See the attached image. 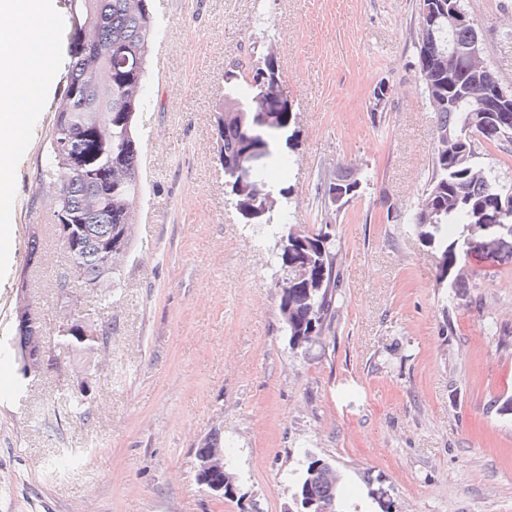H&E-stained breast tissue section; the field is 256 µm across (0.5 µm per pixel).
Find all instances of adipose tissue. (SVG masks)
Listing matches in <instances>:
<instances>
[{"label": "adipose tissue", "mask_w": 512, "mask_h": 512, "mask_svg": "<svg viewBox=\"0 0 512 512\" xmlns=\"http://www.w3.org/2000/svg\"><path fill=\"white\" fill-rule=\"evenodd\" d=\"M49 2L0 0V169L9 165L15 131L28 110L22 87L31 66L30 39L19 22L44 17Z\"/></svg>", "instance_id": "adipose-tissue-1"}]
</instances>
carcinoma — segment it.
Masks as SVG:
<instances>
[{
    "instance_id": "cac0c4a2",
    "label": "carcinoma",
    "mask_w": 512,
    "mask_h": 512,
    "mask_svg": "<svg viewBox=\"0 0 512 512\" xmlns=\"http://www.w3.org/2000/svg\"><path fill=\"white\" fill-rule=\"evenodd\" d=\"M437 7L439 33L425 40L415 33L419 57L440 56L447 65L462 70V60L450 50L468 41L467 29H448V0H425L419 7ZM70 30L67 36V84L53 106L54 118L46 135L45 157L37 171L39 189L47 196L51 219L68 211L73 223L85 227L76 246L64 247L68 268L82 282L100 280L103 299L112 297L120 285L125 261L102 267L94 239L120 234L124 226L137 223L135 201L142 191L139 171L140 143L137 114L145 93L146 64L155 37V21L149 0H67ZM252 112L235 116L216 113L214 152L220 166L236 160L263 135L269 157H275L274 144L282 128L263 125L260 109L273 105L274 86L266 91L249 85ZM427 99L448 98V73L430 74L422 79ZM480 107L476 99H462L453 107L433 108L436 130L451 131V140L437 138L431 147L428 175L414 224L433 248L441 252L439 283L448 280L451 270L471 254L468 241L485 239L489 232L475 223L483 205L499 197L512 198V179L501 177L493 167L479 161L480 130L466 128L468 118ZM80 137L84 151L62 154L55 142ZM112 168V182L105 171ZM434 207L441 210L433 224L422 214ZM255 232L279 241L288 238V262L306 267L307 277L295 281L288 277L281 286L279 314L288 338L302 336L308 350L330 331L338 316L336 294L339 284L335 224L328 219L314 231L291 235L287 218L270 211ZM47 345L78 353L83 349L76 337L61 333L46 335L43 325L34 321L30 332L20 331L15 318L13 346ZM313 461L304 458L300 467L288 473L291 486L299 488L313 501L330 506L329 512H351L341 473L331 480L309 478Z\"/></svg>"
}]
</instances>
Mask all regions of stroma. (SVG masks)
<instances>
[{"label":"stroma","mask_w":512,"mask_h":512,"mask_svg":"<svg viewBox=\"0 0 512 512\" xmlns=\"http://www.w3.org/2000/svg\"><path fill=\"white\" fill-rule=\"evenodd\" d=\"M487 64L512 88V0H463ZM156 35L139 119L143 192L132 255L112 305L71 284L110 325L106 349L57 350L60 368L23 378L11 345L16 284L48 327L65 315L66 262L35 180L66 86V3L51 0L25 83L30 147L8 165L20 202L0 236V512H284L305 451L344 474L358 512H512V254L473 253L454 287L412 219L436 114L412 32L419 0H151ZM274 61L293 119L276 144L287 169L261 194L305 231L325 216L317 186L347 165L369 179L336 224L338 317L321 343L291 349L286 276L274 238L254 232L218 165L214 114L244 69ZM390 98L369 107L377 82ZM38 227L41 260L28 262ZM84 399L89 413L71 414ZM219 432L235 500L195 477ZM67 454L66 472L51 461Z\"/></svg>","instance_id":"stroma-1"}]
</instances>
